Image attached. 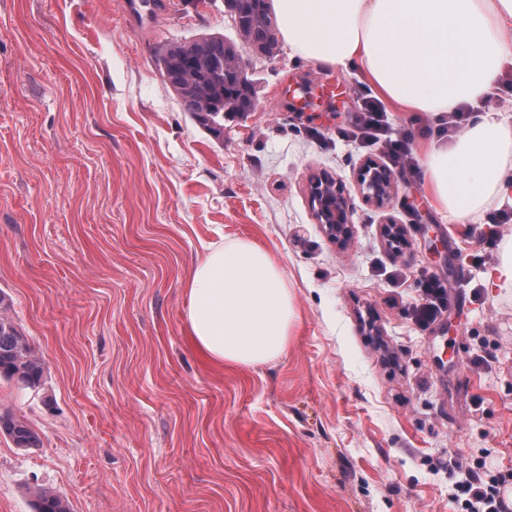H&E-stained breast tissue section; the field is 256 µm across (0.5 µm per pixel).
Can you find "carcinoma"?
Listing matches in <instances>:
<instances>
[{
    "instance_id": "cac0c4a2",
    "label": "carcinoma",
    "mask_w": 512,
    "mask_h": 512,
    "mask_svg": "<svg viewBox=\"0 0 512 512\" xmlns=\"http://www.w3.org/2000/svg\"><path fill=\"white\" fill-rule=\"evenodd\" d=\"M230 18L234 27L246 30L264 45V56H274L277 40L269 0H236V12ZM201 39L205 40V61L193 70L172 61L166 81L184 111L207 131L220 133L224 131V119L240 117L252 105L255 87L246 69L224 71V58L236 52L235 43L222 34H206ZM199 40L181 43L183 53L197 51ZM43 373V364L34 349L22 350L14 321L6 315L0 317V377L33 389L40 386ZM0 436L21 449L40 445L38 434L27 421L11 411L0 412ZM32 496L34 512H71L68 502L49 489H38Z\"/></svg>"
}]
</instances>
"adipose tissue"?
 I'll return each mask as SVG.
<instances>
[{
	"label": "adipose tissue",
	"mask_w": 512,
	"mask_h": 512,
	"mask_svg": "<svg viewBox=\"0 0 512 512\" xmlns=\"http://www.w3.org/2000/svg\"><path fill=\"white\" fill-rule=\"evenodd\" d=\"M277 34L314 62L360 68L397 111L475 106L465 130L420 159L443 212L467 220L512 197V117L479 106L512 61V0H270ZM192 342L210 362L282 355L295 312L283 273L249 241L209 245L187 279Z\"/></svg>",
	"instance_id": "ef3b65f1"
}]
</instances>
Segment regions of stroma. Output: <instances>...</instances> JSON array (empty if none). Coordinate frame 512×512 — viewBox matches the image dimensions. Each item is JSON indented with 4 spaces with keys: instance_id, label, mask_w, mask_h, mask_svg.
<instances>
[{
    "instance_id": "obj_1",
    "label": "stroma",
    "mask_w": 512,
    "mask_h": 512,
    "mask_svg": "<svg viewBox=\"0 0 512 512\" xmlns=\"http://www.w3.org/2000/svg\"><path fill=\"white\" fill-rule=\"evenodd\" d=\"M121 3L0 0V292L45 368L36 390L0 378V411L41 440L0 437V512L42 487L72 512H464L470 469L512 491V285L488 283L512 223L466 237L410 172L388 209L366 204L367 152L339 136L364 74L282 44L240 47L257 107L215 139L158 54L235 39L224 0H157L143 25ZM319 172L353 209L346 245L311 215ZM239 240L270 252L296 319L278 358L220 368L183 285ZM429 274L454 288L423 330ZM381 232L385 244L393 252L400 251L402 253L409 246L406 230L402 225L389 222L383 224ZM0 436L17 448H36L40 445L38 434L27 421L11 411L0 412Z\"/></svg>"
}]
</instances>
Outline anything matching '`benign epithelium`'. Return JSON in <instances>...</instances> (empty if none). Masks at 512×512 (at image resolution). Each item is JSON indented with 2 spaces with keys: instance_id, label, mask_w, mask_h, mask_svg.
<instances>
[{
  "instance_id": "benign-epithelium-1",
  "label": "benign epithelium",
  "mask_w": 512,
  "mask_h": 512,
  "mask_svg": "<svg viewBox=\"0 0 512 512\" xmlns=\"http://www.w3.org/2000/svg\"><path fill=\"white\" fill-rule=\"evenodd\" d=\"M357 186L365 202L380 209L389 206L397 190L393 174L377 160L368 158L359 167ZM312 217L330 239L348 240L353 235L352 208L337 187L335 179L326 174L310 181ZM382 237L389 249L403 251L409 246L406 230L389 222L382 226Z\"/></svg>"
}]
</instances>
